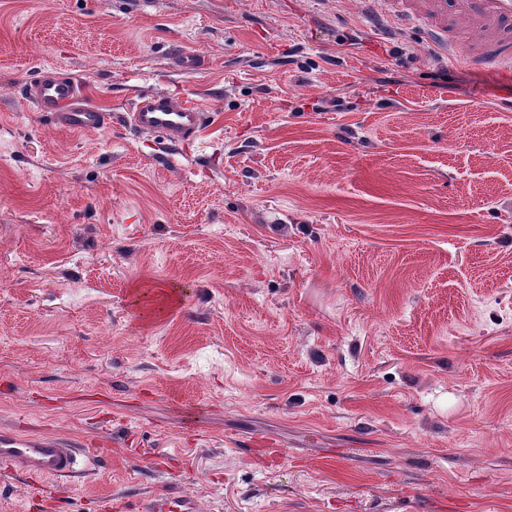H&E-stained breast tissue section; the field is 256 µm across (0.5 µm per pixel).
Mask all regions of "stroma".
<instances>
[{
  "label": "stroma",
  "mask_w": 512,
  "mask_h": 512,
  "mask_svg": "<svg viewBox=\"0 0 512 512\" xmlns=\"http://www.w3.org/2000/svg\"><path fill=\"white\" fill-rule=\"evenodd\" d=\"M0 426L104 449L0 512H512V80L360 0H0ZM23 99L56 124L75 131L102 128L105 113L81 101L80 84L73 77H61L52 69L42 70L23 91ZM205 122L206 114L201 108L167 94H146L129 113L134 129L155 133L170 147L198 136ZM198 500L191 494L159 495L153 497L147 506V512H200Z\"/></svg>",
  "instance_id": "stroma-1"
}]
</instances>
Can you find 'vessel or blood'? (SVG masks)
<instances>
[{"instance_id":"vessel-or-blood-1","label":"vessel or blood","mask_w":512,"mask_h":512,"mask_svg":"<svg viewBox=\"0 0 512 512\" xmlns=\"http://www.w3.org/2000/svg\"><path fill=\"white\" fill-rule=\"evenodd\" d=\"M367 12L381 11L421 27L429 43L448 55L465 51L470 62L512 73V0H361ZM23 98L56 124L75 131L102 128L105 113L81 100L78 81L54 70H42L23 91ZM206 114L197 106L167 94L139 98L130 125L157 134L173 147L198 136ZM99 452L72 439L51 434L0 430V472L29 479L67 477L95 466ZM147 512H201L190 494L153 497Z\"/></svg>"}]
</instances>
